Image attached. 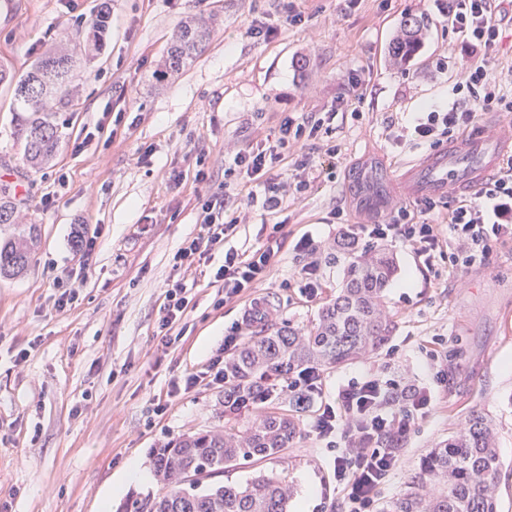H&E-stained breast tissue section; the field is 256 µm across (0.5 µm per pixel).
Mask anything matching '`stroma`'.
I'll return each mask as SVG.
<instances>
[{
	"label": "stroma",
	"instance_id": "obj_1",
	"mask_svg": "<svg viewBox=\"0 0 512 512\" xmlns=\"http://www.w3.org/2000/svg\"><path fill=\"white\" fill-rule=\"evenodd\" d=\"M104 1L109 31L98 53L73 54L70 101L56 114L61 143L48 167L26 165L22 115L13 90L0 85V180L24 185L16 214L37 225L41 240L23 276L0 277V512H100L130 463L152 471L158 443L217 425L223 385L173 397L172 380L207 371L230 329L243 340L284 325L309 330L336 295L343 274L336 242L354 225L387 221L399 208L412 220L447 224L448 199L426 213L422 199L371 196L366 187L429 151L400 131L423 107L456 101L453 87L467 65L486 61L492 77L512 85V26L493 51H473L448 30L451 0H10L0 6V62L24 74L88 27ZM292 8L301 23H288ZM408 15L424 20L427 38L410 65L393 67L388 44ZM189 17L211 23L208 43L191 65L157 79L173 30ZM256 26L262 35H253ZM340 98L361 115H337L331 137L339 155L329 158L322 140L310 141L307 190L288 191L276 213L258 205L241 211L231 246L263 247L271 225H282L276 262L245 297L214 309L221 287L209 267L172 263L199 230L200 196L223 191L225 161L274 140L283 115L310 117ZM305 234L317 244L314 256L292 247ZM79 235L95 241L86 269ZM389 248L399 265L388 293L389 342L322 369L320 395L298 413L299 433L281 457L241 462L220 479L281 475L306 512H341L339 502H321L333 455L312 422L349 380L393 376L408 388L430 387L433 403L401 445L380 502L403 493L421 457L479 410L498 429V510L512 512V242L495 246L488 265L453 272L441 259L425 269L409 244ZM311 260L321 281L314 299L300 284ZM60 278L79 293L63 312L54 307ZM178 280L192 285L195 307L187 333L166 349L157 337L159 307ZM259 297L269 303L263 319H244L243 307ZM24 348L29 356L16 364ZM159 402L167 406L161 415L153 412Z\"/></svg>",
	"mask_w": 512,
	"mask_h": 512
}]
</instances>
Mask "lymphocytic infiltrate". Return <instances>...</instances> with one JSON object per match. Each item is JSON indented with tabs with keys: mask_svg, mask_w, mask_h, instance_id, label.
I'll use <instances>...</instances> for the list:
<instances>
[{
	"mask_svg": "<svg viewBox=\"0 0 512 512\" xmlns=\"http://www.w3.org/2000/svg\"><path fill=\"white\" fill-rule=\"evenodd\" d=\"M507 12L503 0H455L448 21L453 34L473 49L496 46ZM456 93L466 95L472 107L453 103L441 109L428 107L415 118V139L437 146L472 127L477 109L512 112V98L490 78L485 63L468 65L455 84ZM343 101H335L322 116L300 120L284 116L271 143L237 151L224 167V189L200 201V230L184 239L173 255L176 268H191L210 262L215 249H223L224 261L213 271L221 282L224 296L215 300L214 309L241 297L262 281L281 249V238L270 234L262 248L251 253L226 247L240 219L234 207V191L252 184L261 190L262 207L280 209L283 185L273 170L286 159L306 171L311 157L302 142L318 138L323 128L333 124ZM361 232L373 242L398 239L409 243L426 265L447 256L449 268L464 270L487 264L493 245L512 242V159L480 190L462 201L448 215L447 228L436 224L408 222L406 211H398L391 222L364 224ZM193 307L191 288L175 282L165 292L160 308L158 331L164 346L176 343L174 328L179 327ZM433 401L427 387L402 388L399 380L353 379L341 387L335 402L325 404L312 428L317 439L334 453L333 480L341 491L346 512H374V506L387 477L399 463L398 441L425 415Z\"/></svg>",
	"mask_w": 512,
	"mask_h": 512,
	"instance_id": "obj_1",
	"label": "lymphocytic infiltrate"
}]
</instances>
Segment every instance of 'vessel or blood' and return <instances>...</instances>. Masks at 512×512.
I'll use <instances>...</instances> for the list:
<instances>
[{
    "label": "vessel or blood",
    "mask_w": 512,
    "mask_h": 512,
    "mask_svg": "<svg viewBox=\"0 0 512 512\" xmlns=\"http://www.w3.org/2000/svg\"><path fill=\"white\" fill-rule=\"evenodd\" d=\"M511 157L512 133L483 128L408 162L386 178L381 188L408 198L469 194Z\"/></svg>",
    "instance_id": "obj_1"
}]
</instances>
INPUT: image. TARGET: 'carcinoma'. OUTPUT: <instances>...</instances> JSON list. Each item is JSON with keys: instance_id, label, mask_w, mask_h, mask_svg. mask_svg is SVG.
Instances as JSON below:
<instances>
[{"instance_id": "cac0c4a2", "label": "carcinoma", "mask_w": 512, "mask_h": 512, "mask_svg": "<svg viewBox=\"0 0 512 512\" xmlns=\"http://www.w3.org/2000/svg\"><path fill=\"white\" fill-rule=\"evenodd\" d=\"M106 13L88 32L78 31L84 49L100 50ZM426 25L404 20L388 48V61L404 66L420 50ZM210 28L200 19L181 23L162 61L161 79L190 65L205 48ZM72 57L58 48L38 59L21 76L0 64V83L14 86L18 111L26 123L25 162L39 170L59 149L61 132L55 106L68 96ZM11 231L0 238V277L18 276L39 246L34 224L16 223L8 186H0V225ZM345 266L336 298L322 306L314 326L301 334L286 326L251 336L224 360L223 416L242 421L184 434L152 450L154 473L167 491L154 498L130 499L119 512H290V487L279 477L259 474L244 484L205 479L241 461L276 458L291 447L298 425L283 405L288 377L308 367L340 366L376 351L390 339L393 326L385 313L387 290L398 272L393 253L384 248L359 251L349 235L337 241ZM500 459L493 420L474 410L465 424L437 443L420 462L419 476L407 491L386 503L383 512H498Z\"/></svg>"}]
</instances>
